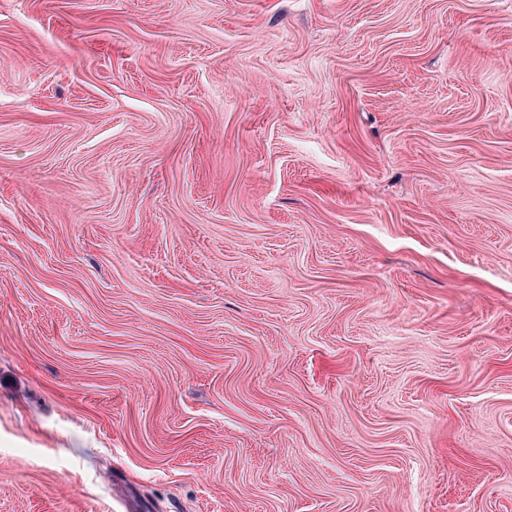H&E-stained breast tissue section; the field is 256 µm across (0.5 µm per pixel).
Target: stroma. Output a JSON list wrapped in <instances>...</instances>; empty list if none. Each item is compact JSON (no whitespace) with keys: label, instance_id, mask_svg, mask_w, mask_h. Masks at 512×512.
Instances as JSON below:
<instances>
[{"label":"stroma","instance_id":"35a3bbf8","mask_svg":"<svg viewBox=\"0 0 512 512\" xmlns=\"http://www.w3.org/2000/svg\"><path fill=\"white\" fill-rule=\"evenodd\" d=\"M0 512H512V0H0Z\"/></svg>","mask_w":512,"mask_h":512}]
</instances>
